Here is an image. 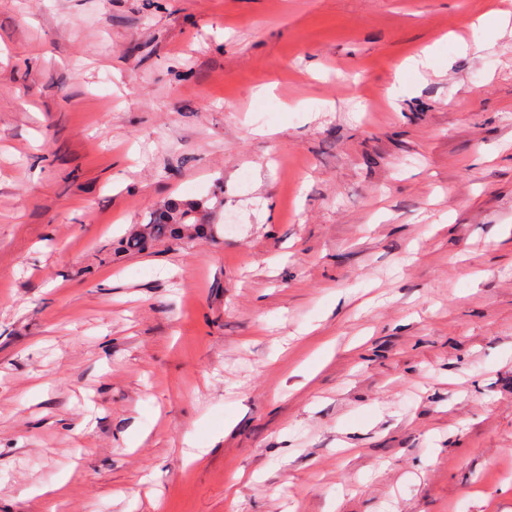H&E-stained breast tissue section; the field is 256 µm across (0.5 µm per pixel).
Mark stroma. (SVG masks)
<instances>
[{
	"mask_svg": "<svg viewBox=\"0 0 512 512\" xmlns=\"http://www.w3.org/2000/svg\"><path fill=\"white\" fill-rule=\"evenodd\" d=\"M500 9L0 0V512H512ZM438 62V55L435 51L431 50V48L427 47L422 50L421 55H418V58H411L401 70H398L393 77V82L391 85V92L393 94H398L402 90V70L403 69H411L415 72L419 70V67H430L436 65ZM202 208L208 209L203 201L168 200L158 209L150 213L147 224H140L135 230L123 238V247L128 252H143L163 238L190 237L191 226L197 218L184 217ZM173 223V224H172ZM149 241V242H146Z\"/></svg>",
	"mask_w": 512,
	"mask_h": 512,
	"instance_id": "1",
	"label": "stroma"
}]
</instances>
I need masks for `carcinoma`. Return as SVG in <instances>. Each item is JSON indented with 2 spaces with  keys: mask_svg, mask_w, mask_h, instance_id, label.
<instances>
[{
  "mask_svg": "<svg viewBox=\"0 0 512 512\" xmlns=\"http://www.w3.org/2000/svg\"><path fill=\"white\" fill-rule=\"evenodd\" d=\"M207 209L203 201L168 200L158 209L150 213L148 223L139 225L123 238L124 249L128 252H143L154 243L164 238L191 236V226L197 218L192 212Z\"/></svg>",
  "mask_w": 512,
  "mask_h": 512,
  "instance_id": "1",
  "label": "carcinoma"
}]
</instances>
